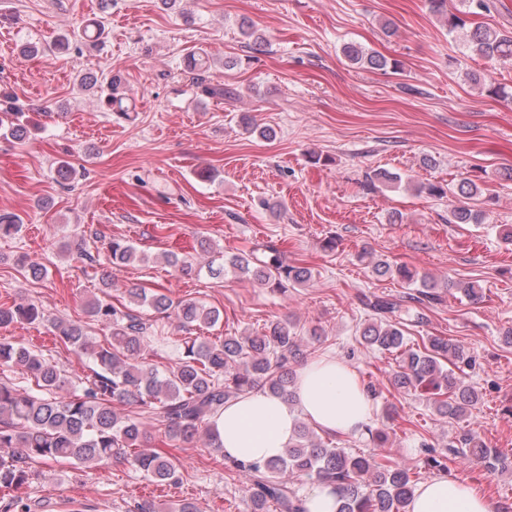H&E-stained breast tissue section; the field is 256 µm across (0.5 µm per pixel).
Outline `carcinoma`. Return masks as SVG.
I'll return each instance as SVG.
<instances>
[{
    "instance_id": "carcinoma-1",
    "label": "carcinoma",
    "mask_w": 512,
    "mask_h": 512,
    "mask_svg": "<svg viewBox=\"0 0 512 512\" xmlns=\"http://www.w3.org/2000/svg\"><path fill=\"white\" fill-rule=\"evenodd\" d=\"M464 9L448 11L447 0H430L431 11L443 20L448 34L463 31L465 48L489 62H512V32H503L477 23L466 27V16L489 11L488 0H460ZM343 56L353 65L371 70H396L400 62L355 42L344 44ZM196 88L207 97H232L231 88L217 87L204 76L196 78ZM111 110L120 118H130L129 98L109 96ZM22 107L9 94H0V128L13 139L27 137L24 125L14 122ZM483 188L471 179L456 186L459 205L450 210V224H481L482 210L471 205L479 201ZM206 256L210 278L222 280L230 272L250 276L260 285L280 290L310 282L309 268L292 265L284 251L270 244L262 246L263 257L251 253L224 256L210 240L198 241ZM114 265L145 261V256L128 240L114 238L106 243ZM372 272L377 276H397L422 290L414 301L437 298V284L427 275L410 268L378 261ZM129 304H112L99 299L87 304L85 314L109 331L106 345L95 347L85 328L69 320L48 319L34 302L0 308V326L12 323L50 321L55 336L66 348L87 354L95 368L81 384H75L65 370L46 358L35 346L23 342H0V365L17 367L31 374L35 386L0 382V449L9 451L0 459V489L15 488L30 479L32 464L51 460L75 467L103 465L115 455L127 457L137 471L151 481L171 485L179 471L166 453L150 446V437L137 417L121 415L116 405L136 406L152 415L169 442L204 437L208 447L222 450L209 420L224 404L257 389L293 402L292 364L306 357L302 337L295 324L286 319L266 325L260 334L226 336L211 340L207 336L186 337L176 366L166 373L150 365L142 351L148 326L139 308L173 313L180 327L191 330L214 326L220 311L188 301L173 303L163 294L133 286L126 289ZM374 313L361 336L370 348L394 357L393 387L411 391H433L436 412L451 420L464 419L481 400L477 390L455 376L446 364L473 365L475 359L451 339L429 336L423 347L414 349L403 333L402 313L409 307L402 300L385 297L366 299ZM426 457L421 467L407 468L391 461L354 453L332 438L318 437L305 422H300L296 439L282 458L245 464L224 458L225 464L246 477L251 486V512H307L305 496L291 486L286 474L335 485L337 512H406L417 489L420 471H447V456L434 455L422 443ZM450 452L476 461L486 471L506 469L509 464L496 448L489 447L470 431L449 443Z\"/></svg>"
}]
</instances>
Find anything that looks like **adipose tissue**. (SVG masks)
Listing matches in <instances>:
<instances>
[{
  "label": "adipose tissue",
  "mask_w": 512,
  "mask_h": 512,
  "mask_svg": "<svg viewBox=\"0 0 512 512\" xmlns=\"http://www.w3.org/2000/svg\"><path fill=\"white\" fill-rule=\"evenodd\" d=\"M373 413L357 370L323 354L298 368L292 401L256 390L228 402L210 425L225 455L248 464L285 456L299 420L329 434L358 435ZM408 512H491V505L474 485L436 476L419 485Z\"/></svg>",
  "instance_id": "adipose-tissue-1"
}]
</instances>
